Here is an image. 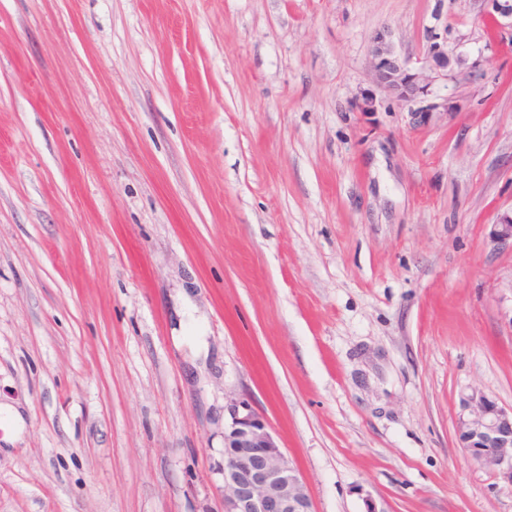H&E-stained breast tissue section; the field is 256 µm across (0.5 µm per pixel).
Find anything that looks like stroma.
Returning a JSON list of instances; mask_svg holds the SVG:
<instances>
[{
  "instance_id": "obj_1",
  "label": "stroma",
  "mask_w": 512,
  "mask_h": 512,
  "mask_svg": "<svg viewBox=\"0 0 512 512\" xmlns=\"http://www.w3.org/2000/svg\"><path fill=\"white\" fill-rule=\"evenodd\" d=\"M493 15L0 0V512H221L239 397L316 512H512L456 434L461 392L512 406ZM379 38L427 117L378 83Z\"/></svg>"
}]
</instances>
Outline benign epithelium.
Returning <instances> with one entry per match:
<instances>
[{"instance_id": "obj_1", "label": "benign epithelium", "mask_w": 512, "mask_h": 512, "mask_svg": "<svg viewBox=\"0 0 512 512\" xmlns=\"http://www.w3.org/2000/svg\"><path fill=\"white\" fill-rule=\"evenodd\" d=\"M378 82L405 102L424 92L422 78L381 45L375 58ZM491 240L512 247V215L492 225ZM456 430L474 465L512 484V407L479 389L459 399ZM224 512H315L314 501L296 464L280 449L267 418L249 401L224 406Z\"/></svg>"}]
</instances>
